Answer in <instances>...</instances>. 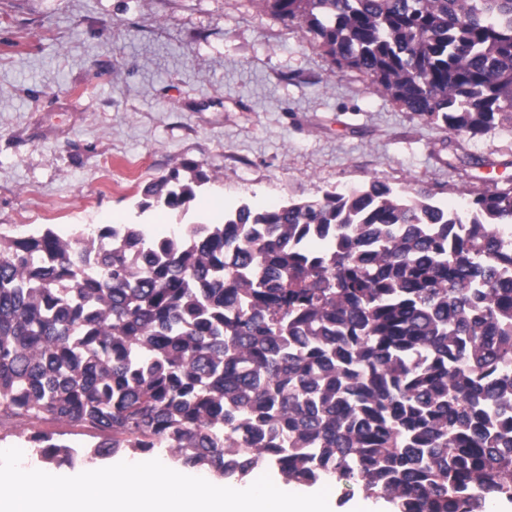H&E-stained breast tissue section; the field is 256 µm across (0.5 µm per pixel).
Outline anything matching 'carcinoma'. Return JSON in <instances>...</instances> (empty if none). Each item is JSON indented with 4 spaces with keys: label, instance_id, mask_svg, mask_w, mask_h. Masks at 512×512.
<instances>
[{
    "label": "carcinoma",
    "instance_id": "carcinoma-1",
    "mask_svg": "<svg viewBox=\"0 0 512 512\" xmlns=\"http://www.w3.org/2000/svg\"><path fill=\"white\" fill-rule=\"evenodd\" d=\"M262 2L412 116L512 127V0ZM192 172L141 209L186 207ZM49 418L98 432L90 459L270 465L395 512L512 500V188L444 208L375 179L222 224L0 231V421ZM328 486L330 488L329 504L331 512H350L349 510L361 502L379 504L381 510L391 511L392 505L381 497L367 496L361 488L354 486L348 487L344 483H338L336 480H326L316 483L309 488L316 487L318 490Z\"/></svg>",
    "mask_w": 512,
    "mask_h": 512
}]
</instances>
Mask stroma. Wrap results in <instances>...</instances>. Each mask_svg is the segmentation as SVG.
Instances as JSON below:
<instances>
[{
  "instance_id": "35a3bbf8",
  "label": "stroma",
  "mask_w": 512,
  "mask_h": 512,
  "mask_svg": "<svg viewBox=\"0 0 512 512\" xmlns=\"http://www.w3.org/2000/svg\"><path fill=\"white\" fill-rule=\"evenodd\" d=\"M478 165H449L456 142ZM199 167L184 211L144 187ZM512 178V128L459 140L338 71L261 0H0V228L220 224L381 179L452 205ZM80 449L93 430L47 419L0 432L37 468L34 432Z\"/></svg>"
}]
</instances>
